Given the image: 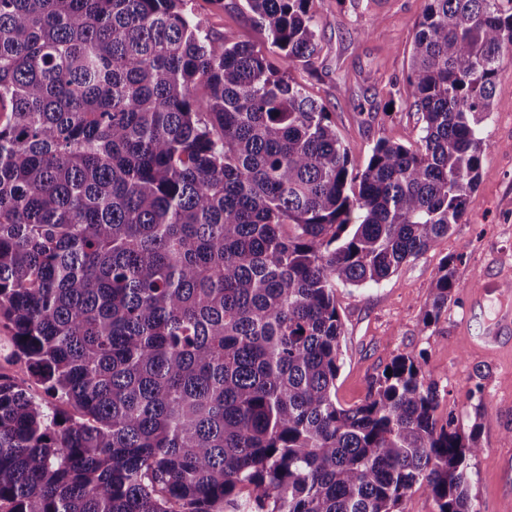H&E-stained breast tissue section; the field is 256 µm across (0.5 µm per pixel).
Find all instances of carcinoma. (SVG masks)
<instances>
[{
  "label": "carcinoma",
  "instance_id": "carcinoma-1",
  "mask_svg": "<svg viewBox=\"0 0 512 512\" xmlns=\"http://www.w3.org/2000/svg\"><path fill=\"white\" fill-rule=\"evenodd\" d=\"M185 0H0V512H477L464 430L414 356L336 399V285L437 246L481 178L512 0H425L414 145L362 170L287 75L311 0H245L283 69ZM441 262L424 327L462 285ZM11 331L0 324V373L5 374L25 386L31 387V391L43 401H51L41 387L31 385L25 373L24 367L20 362L11 359L10 337ZM31 385V386H30Z\"/></svg>",
  "mask_w": 512,
  "mask_h": 512
}]
</instances>
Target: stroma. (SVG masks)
Returning <instances> with one entry per match:
<instances>
[{
  "instance_id": "35a3bbf8",
  "label": "stroma",
  "mask_w": 512,
  "mask_h": 512,
  "mask_svg": "<svg viewBox=\"0 0 512 512\" xmlns=\"http://www.w3.org/2000/svg\"><path fill=\"white\" fill-rule=\"evenodd\" d=\"M425 0H312L324 49L311 68L291 66L289 76L323 104L349 152L363 169L382 140L410 145L423 122L411 107L406 79L414 34ZM202 18L214 46L233 37L254 46L273 65L279 51L247 10L244 0H187ZM482 175L467 218L453 225L438 246L404 263L378 284L337 285L345 326L336 398L361 403L384 368L399 355L425 354V370L446 387L445 406L464 426L480 423L481 452L472 459L471 496L477 512H512V330L494 349L481 338L494 317L474 304L490 278L512 282V57L500 64L491 112L480 125ZM458 256L463 288L437 325L424 328L423 314L442 260ZM488 374L472 393L476 370Z\"/></svg>"
}]
</instances>
